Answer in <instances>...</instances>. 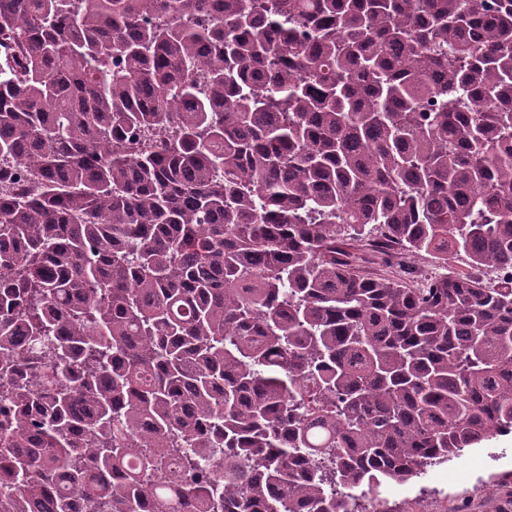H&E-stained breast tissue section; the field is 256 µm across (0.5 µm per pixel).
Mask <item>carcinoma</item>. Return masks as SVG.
Here are the masks:
<instances>
[{
	"instance_id": "cac0c4a2",
	"label": "carcinoma",
	"mask_w": 512,
	"mask_h": 512,
	"mask_svg": "<svg viewBox=\"0 0 512 512\" xmlns=\"http://www.w3.org/2000/svg\"><path fill=\"white\" fill-rule=\"evenodd\" d=\"M10 158L0 512H389L512 433L448 271L512 270V0H0Z\"/></svg>"
}]
</instances>
